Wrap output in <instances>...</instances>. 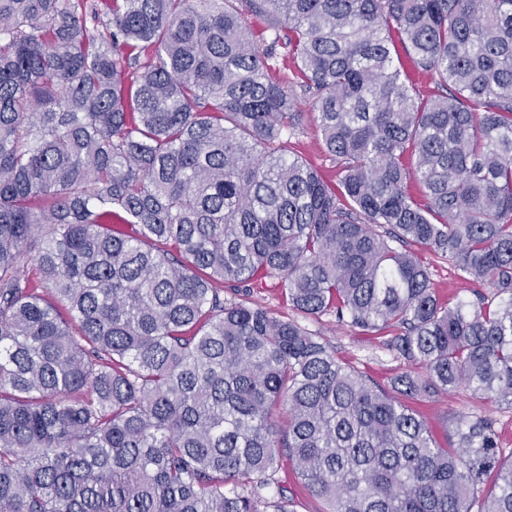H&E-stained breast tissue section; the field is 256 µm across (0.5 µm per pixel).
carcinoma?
Wrapping results in <instances>:
<instances>
[{
    "label": "carcinoma",
    "mask_w": 512,
    "mask_h": 512,
    "mask_svg": "<svg viewBox=\"0 0 512 512\" xmlns=\"http://www.w3.org/2000/svg\"><path fill=\"white\" fill-rule=\"evenodd\" d=\"M269 279L424 373L387 393ZM461 386L512 407V0H0V512H294L289 470L328 512H512L492 423L409 405ZM299 112H303L298 128L291 136L290 145L294 151L318 168L322 177L334 182L339 179V167L329 159L324 151L321 132L314 120L309 101L303 102ZM428 261L433 266V287L436 294L442 301L455 303L456 296L466 298L468 300L475 299L472 289H480L488 292L489 288L479 287L472 284L468 286L461 278L460 272L448 260L440 259L432 254H426Z\"/></svg>",
    "instance_id": "1"
}]
</instances>
